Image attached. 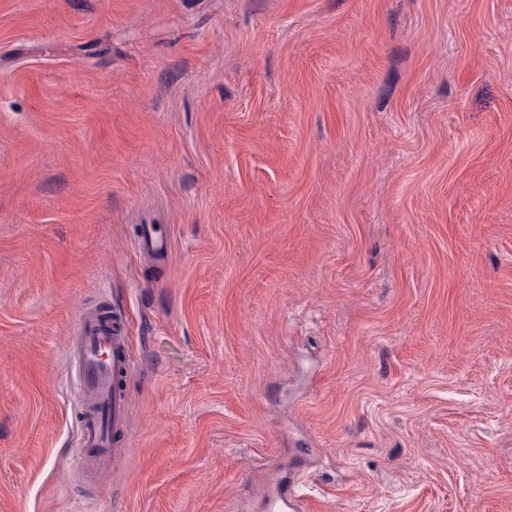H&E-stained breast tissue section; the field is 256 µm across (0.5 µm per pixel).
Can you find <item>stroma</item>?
<instances>
[{
    "mask_svg": "<svg viewBox=\"0 0 512 512\" xmlns=\"http://www.w3.org/2000/svg\"><path fill=\"white\" fill-rule=\"evenodd\" d=\"M104 303L134 364L91 482ZM293 489L512 512V0H0V512ZM122 319L112 310L83 312L69 350L83 410L77 462L90 479L110 467L126 429L124 378L131 358Z\"/></svg>",
    "mask_w": 512,
    "mask_h": 512,
    "instance_id": "obj_1",
    "label": "stroma"
}]
</instances>
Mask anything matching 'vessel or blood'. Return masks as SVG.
I'll list each match as a JSON object with an SVG mask.
<instances>
[{
  "label": "vessel or blood",
  "mask_w": 512,
  "mask_h": 512,
  "mask_svg": "<svg viewBox=\"0 0 512 512\" xmlns=\"http://www.w3.org/2000/svg\"><path fill=\"white\" fill-rule=\"evenodd\" d=\"M123 316L95 309L77 321L69 350L82 399L79 470L88 478L110 467L126 429L124 378L130 367ZM305 497L279 495L268 500L267 512H307Z\"/></svg>",
  "instance_id": "b4317fda"
}]
</instances>
